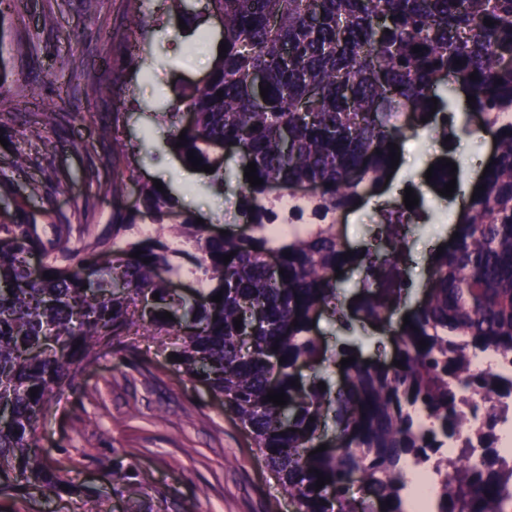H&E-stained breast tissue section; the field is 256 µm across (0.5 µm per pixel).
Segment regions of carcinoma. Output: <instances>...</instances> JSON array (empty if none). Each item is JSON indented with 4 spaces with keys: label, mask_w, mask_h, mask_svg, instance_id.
Here are the masks:
<instances>
[{
    "label": "carcinoma",
    "mask_w": 512,
    "mask_h": 512,
    "mask_svg": "<svg viewBox=\"0 0 512 512\" xmlns=\"http://www.w3.org/2000/svg\"><path fill=\"white\" fill-rule=\"evenodd\" d=\"M208 4L222 16L227 52L205 86L185 89L170 108L172 143L186 131L176 153L185 160L193 152L200 164L215 167L213 181L240 200L243 230L215 234L178 212L170 193L143 186L134 211L113 213L112 259L96 268L67 246L65 225H55L56 238L43 239L39 219L50 208L33 212L15 201L11 220L0 224V403L8 413L0 422V496L49 491L78 497L82 512H100L92 490L42 458L37 411L51 406L54 393L80 365L95 362L101 347L123 345L133 333L176 354L181 372L224 398L296 512H330L331 502L336 512H364L352 492L355 474L365 496L378 503L375 512H408L402 461L458 441L456 458L437 461L452 474L436 512H512V469L495 467L486 455L472 457L470 441L462 439L467 419L458 392L463 385L512 395L511 380L475 373L470 363L475 351L512 355V65L499 64L512 60V0ZM415 46L420 52H412ZM257 72L268 85L261 102ZM460 89L476 98L468 111L493 135L489 172L477 182L485 189L467 200L453 225L459 236L430 256L427 297L408 312L410 324L399 326L393 362L357 358L345 367L341 386L322 390L319 379H305L302 370L326 356L311 334L312 321L323 314L347 319L335 268H362L356 311L368 322L387 327L409 298L402 270L409 210L381 211L388 250L347 258L335 215L386 184L389 144L400 143L403 130L448 136V112ZM230 143L239 171L256 163L261 185L224 175L212 150ZM304 184L318 192L297 194ZM272 189L303 201L289 208L288 223L307 209L318 223L276 238ZM175 216L180 221L169 223ZM146 220L181 249L161 234L123 240ZM138 250L143 254L131 257ZM34 252L44 260L36 278L29 261ZM176 253L202 274V287L189 296L165 277L177 271ZM270 256L277 259L274 270ZM219 292L222 301H211ZM270 390L284 391L287 404L267 401ZM499 420L497 405H487L480 447L495 451ZM329 421L337 450L311 454ZM318 471L330 479L319 490Z\"/></svg>",
    "instance_id": "carcinoma-1"
}]
</instances>
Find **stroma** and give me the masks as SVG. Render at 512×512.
<instances>
[{
  "label": "stroma",
  "mask_w": 512,
  "mask_h": 512,
  "mask_svg": "<svg viewBox=\"0 0 512 512\" xmlns=\"http://www.w3.org/2000/svg\"><path fill=\"white\" fill-rule=\"evenodd\" d=\"M26 7L0 15V204L14 195L51 203L55 219L69 224V245L81 259L97 261L112 240L114 209L134 210L138 186L160 180L184 214L214 229L242 220L237 196L209 177L185 181L171 166L167 106L199 84L219 58L223 27L207 0L187 11L164 0H24ZM152 19L135 24L138 10ZM132 153L133 180L121 198L112 177L128 164L116 144ZM402 182L336 214L351 249L365 250L368 227L405 187L425 185L424 156L451 155L472 183L475 163L489 143L421 136L408 144ZM431 214L408 238L412 301L423 297L430 249L448 237L460 207L424 193ZM315 332L328 351L341 346L362 358H390L388 333L373 326L346 330L323 315ZM36 438L50 463L71 466L74 483L92 486L102 512H293L287 493L267 469L249 432L206 387L185 376L156 345L140 341L137 353L103 348L82 367L39 420ZM131 479H112L113 462ZM0 512H81L76 497H2Z\"/></svg>",
  "instance_id": "1"
}]
</instances>
